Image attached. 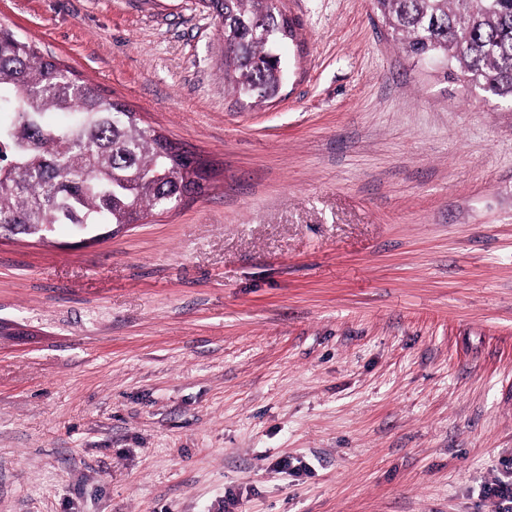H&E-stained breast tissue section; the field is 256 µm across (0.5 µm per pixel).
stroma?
<instances>
[{"mask_svg":"<svg viewBox=\"0 0 512 512\" xmlns=\"http://www.w3.org/2000/svg\"><path fill=\"white\" fill-rule=\"evenodd\" d=\"M281 6L297 40L252 107L200 0H0L209 175L90 242L0 238V512H497L512 106L374 0Z\"/></svg>","mask_w":512,"mask_h":512,"instance_id":"1","label":"stroma"}]
</instances>
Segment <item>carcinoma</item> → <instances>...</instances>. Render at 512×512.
<instances>
[{
    "instance_id": "1",
    "label": "carcinoma",
    "mask_w": 512,
    "mask_h": 512,
    "mask_svg": "<svg viewBox=\"0 0 512 512\" xmlns=\"http://www.w3.org/2000/svg\"><path fill=\"white\" fill-rule=\"evenodd\" d=\"M222 18L224 81L253 106L282 84L278 47L296 23L270 0H210ZM413 58L448 63L466 87L512 102V0H375ZM163 135L124 104L0 26V224L43 236L58 224H136L191 182L157 149Z\"/></svg>"
}]
</instances>
